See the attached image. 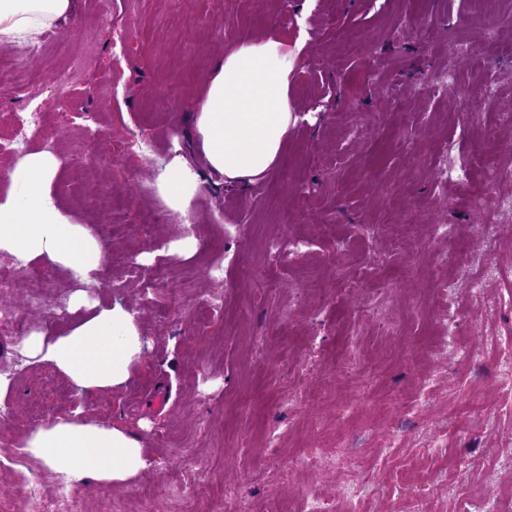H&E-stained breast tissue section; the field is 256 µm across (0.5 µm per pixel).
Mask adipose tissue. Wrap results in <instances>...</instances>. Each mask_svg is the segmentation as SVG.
I'll return each instance as SVG.
<instances>
[{
	"label": "adipose tissue",
	"instance_id": "1",
	"mask_svg": "<svg viewBox=\"0 0 512 512\" xmlns=\"http://www.w3.org/2000/svg\"><path fill=\"white\" fill-rule=\"evenodd\" d=\"M71 11V0H0V42L37 41ZM305 46V36L291 41L271 30L229 45L213 68L194 108V126L198 154L226 190L266 181L280 167L289 137L305 122L291 101ZM57 171L52 154L33 152L6 172L10 191L0 197V253L49 261L81 282L98 280L107 252L91 228L71 223L52 195ZM153 187L168 210L184 215L201 176L178 153L165 161ZM71 306L77 317L65 334L30 332L18 340L16 351L27 364L54 369L80 392L122 387L144 350L135 314L119 303L89 302L81 290ZM22 446L50 467L107 484L129 482L149 465L136 435L78 415L30 431Z\"/></svg>",
	"mask_w": 512,
	"mask_h": 512
}]
</instances>
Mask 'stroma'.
I'll use <instances>...</instances> for the list:
<instances>
[{
  "label": "stroma",
  "instance_id": "1",
  "mask_svg": "<svg viewBox=\"0 0 512 512\" xmlns=\"http://www.w3.org/2000/svg\"><path fill=\"white\" fill-rule=\"evenodd\" d=\"M303 4L74 0L52 39L0 49L14 76L0 84V129L29 112L59 126L52 193L109 251L87 295L131 309L147 345L124 387L91 397L23 365L19 332L0 330L13 377L0 512H22L11 491L28 468L45 497L68 488L84 512H169L180 486L196 490L193 512H213L228 486L244 512H306L313 498L328 512H512V163L500 155L512 144V0L484 36L477 0H317L291 89L313 121L282 166L243 193L203 178L185 217L152 188L160 161L192 154L191 106L225 47L294 34ZM456 43L472 53L450 54ZM79 52L84 70L55 91L51 74ZM450 67L455 85L433 92ZM189 231L194 254L162 255ZM299 236L307 251L287 249ZM145 253L155 259L139 265ZM36 267L64 315L33 304L35 281L6 301L25 330L63 332L77 284ZM78 401L88 420L142 437L149 466L133 481L14 464L32 407L52 420ZM311 447L319 461L299 464Z\"/></svg>",
  "mask_w": 512,
  "mask_h": 512
}]
</instances>
